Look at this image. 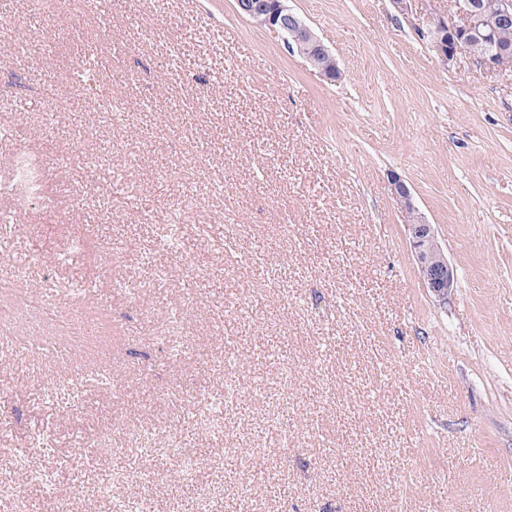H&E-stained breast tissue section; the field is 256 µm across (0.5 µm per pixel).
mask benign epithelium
Here are the masks:
<instances>
[{
	"mask_svg": "<svg viewBox=\"0 0 512 512\" xmlns=\"http://www.w3.org/2000/svg\"><path fill=\"white\" fill-rule=\"evenodd\" d=\"M451 2L454 14L460 21L436 16L422 32L444 65L450 64L462 53L461 43L479 31L486 17L494 16L503 22L512 20V0H484L481 4L470 0ZM265 26L281 37L287 52L298 54L313 67H319L322 58L332 57L331 50L288 5V0L275 2L274 10L265 17ZM391 186L400 208L415 214L416 222L408 225V239L422 283L439 304L446 305L454 288V269L437 239L433 225L417 213L408 186L397 176L391 178Z\"/></svg>",
	"mask_w": 512,
	"mask_h": 512,
	"instance_id": "1",
	"label": "benign epithelium"
}]
</instances>
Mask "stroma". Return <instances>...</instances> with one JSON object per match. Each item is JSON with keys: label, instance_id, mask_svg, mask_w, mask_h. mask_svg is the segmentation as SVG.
<instances>
[{"label": "stroma", "instance_id": "stroma-1", "mask_svg": "<svg viewBox=\"0 0 512 512\" xmlns=\"http://www.w3.org/2000/svg\"><path fill=\"white\" fill-rule=\"evenodd\" d=\"M290 4L340 81L235 0H110L106 31L73 0L31 31L40 0H0V187L26 150L46 194L0 195V322L73 353H0V512H112L104 484L133 512H512V67L441 64L420 31L449 0ZM88 49L109 126L65 84ZM395 176L455 270L447 305ZM49 270L97 283L89 331L14 308ZM391 186L400 208L415 215V224H412L411 216L406 215L405 218L410 248L422 283L439 305H446L454 288V269L437 239L433 225L414 206L408 186L397 176L391 178Z\"/></svg>", "mask_w": 512, "mask_h": 512}]
</instances>
